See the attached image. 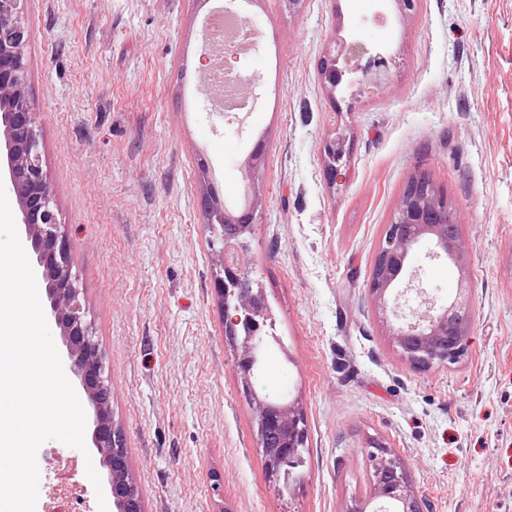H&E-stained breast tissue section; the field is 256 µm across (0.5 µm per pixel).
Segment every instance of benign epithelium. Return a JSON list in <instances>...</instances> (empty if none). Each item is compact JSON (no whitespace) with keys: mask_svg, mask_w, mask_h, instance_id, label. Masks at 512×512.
Masks as SVG:
<instances>
[{"mask_svg":"<svg viewBox=\"0 0 512 512\" xmlns=\"http://www.w3.org/2000/svg\"><path fill=\"white\" fill-rule=\"evenodd\" d=\"M26 0H0V135L3 136L7 167L6 186L18 203V223L24 226L41 270L50 313L60 329L69 367L78 378L95 411L91 442L107 469V488L115 512H142L137 489L127 481V456L109 415L110 393L102 375V365L90 327L84 321L79 289L68 264L66 244L58 223L54 198L41 154V133L36 110L27 92V63L24 49L28 30L22 22ZM354 67L380 86L389 80L393 58L356 42L351 47ZM239 49L224 45V70L240 85L242 98H260L259 86L246 79L230 60ZM337 57H324V82L334 90L344 72L336 67ZM267 144L261 140L252 148L245 176L252 180L264 168ZM264 205L259 185L252 184V195L243 207L223 203L213 191L201 196V206L209 223L220 228L222 256L256 223ZM431 245L428 257L444 259L460 271L458 288L448 304L435 307L420 288L417 272H407L408 258L421 243ZM467 245L459 231L456 209L427 182L421 171L408 180L389 224L371 277V293L379 314L392 320V341L413 364L421 367L455 364L467 350L473 322L471 281L464 260ZM224 300V331L241 337L238 368L243 383L263 368L267 328L272 326L270 308L260 288L229 271L218 281ZM259 437L265 448L268 468L273 473L298 467L306 439L304 417L295 402L284 403L269 395L254 397ZM373 470L369 503L373 512H424L402 460L383 443L374 442L368 450Z\"/></svg>","mask_w":512,"mask_h":512,"instance_id":"1","label":"benign epithelium"}]
</instances>
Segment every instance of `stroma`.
Returning a JSON list of instances; mask_svg holds the SVG:
<instances>
[{
	"label": "stroma",
	"mask_w": 512,
	"mask_h": 512,
	"mask_svg": "<svg viewBox=\"0 0 512 512\" xmlns=\"http://www.w3.org/2000/svg\"><path fill=\"white\" fill-rule=\"evenodd\" d=\"M209 0H26L27 91L143 512H349L371 492L370 442L405 463L425 512H512V0H258L268 39L240 56L263 96L214 119L199 75ZM387 46V85L328 91L319 63L351 33ZM265 205L233 268L273 315L260 384L299 403L305 464L267 470L237 349L224 331L219 249L200 197L236 194L256 139ZM341 140L339 180L325 145ZM426 169L460 214L474 307L466 354L420 368L370 294L386 224ZM410 270L438 301L459 270ZM35 512H99L83 453L37 452Z\"/></svg>",
	"instance_id": "stroma-1"
}]
</instances>
